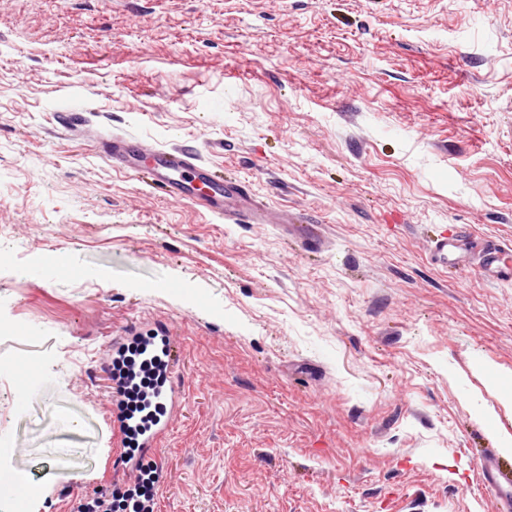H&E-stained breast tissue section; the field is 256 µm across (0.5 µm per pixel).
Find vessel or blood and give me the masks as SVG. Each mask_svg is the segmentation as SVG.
<instances>
[{"label":"vessel or blood","instance_id":"b4317fda","mask_svg":"<svg viewBox=\"0 0 512 512\" xmlns=\"http://www.w3.org/2000/svg\"><path fill=\"white\" fill-rule=\"evenodd\" d=\"M100 151L113 164L124 171L135 170L145 156H152V174L148 180L165 195L184 200L199 207L204 213L235 223H265L263 207L238 182L223 184L214 172L199 162L196 154L174 147L168 150L151 149L141 141L120 136H109L99 141ZM469 230L463 229L451 239L436 237L432 258L435 262L446 263L449 252H457L458 264H466L470 254ZM479 268L484 276L512 280V262L506 260L502 246L486 244L479 254ZM163 354L166 364L167 381L160 390L157 401L166 414L140 440V456L144 459L158 458V448L169 432L174 413L184 403V392L176 379V362L179 348L173 337L163 339ZM479 477L485 486L501 487L512 484V463H506L498 456L484 457L479 465Z\"/></svg>","mask_w":512,"mask_h":512}]
</instances>
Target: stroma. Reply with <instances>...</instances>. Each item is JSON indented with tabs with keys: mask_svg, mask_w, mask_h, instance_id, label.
Here are the masks:
<instances>
[{
	"mask_svg": "<svg viewBox=\"0 0 512 512\" xmlns=\"http://www.w3.org/2000/svg\"><path fill=\"white\" fill-rule=\"evenodd\" d=\"M101 135L195 152L314 238L172 199ZM459 225L512 249V0H0V469L31 512L111 495L98 365L164 322L154 512H496L473 455L512 442V281L434 263Z\"/></svg>",
	"mask_w": 512,
	"mask_h": 512,
	"instance_id": "35a3bbf8",
	"label": "stroma"
}]
</instances>
